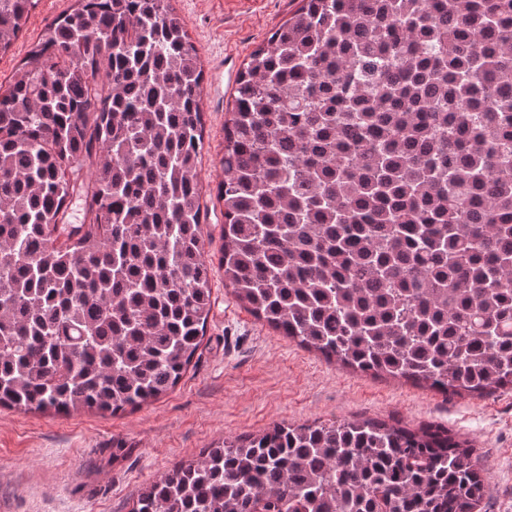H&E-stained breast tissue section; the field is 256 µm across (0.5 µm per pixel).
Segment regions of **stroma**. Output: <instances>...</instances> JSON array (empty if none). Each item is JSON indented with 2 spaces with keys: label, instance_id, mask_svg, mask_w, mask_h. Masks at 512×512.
Segmentation results:
<instances>
[{
  "label": "stroma",
  "instance_id": "obj_1",
  "mask_svg": "<svg viewBox=\"0 0 512 512\" xmlns=\"http://www.w3.org/2000/svg\"><path fill=\"white\" fill-rule=\"evenodd\" d=\"M75 0H38L11 47L0 54L8 82L45 26ZM203 65L204 148L198 165L205 248L218 258L224 206V122L249 55L299 0H172ZM206 335L176 386L116 416L24 414L0 409V512H130L140 490L176 463L227 437L277 423L371 418L412 429L440 424L485 466L483 512H512V391L445 396L423 386L363 376L297 346L257 320L212 271ZM122 456H113L116 444Z\"/></svg>",
  "mask_w": 512,
  "mask_h": 512
}]
</instances>
